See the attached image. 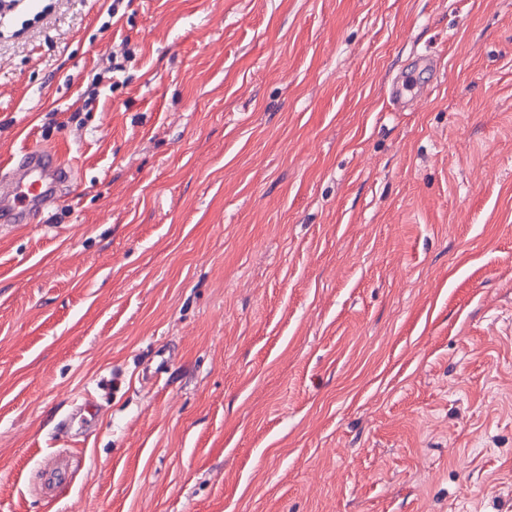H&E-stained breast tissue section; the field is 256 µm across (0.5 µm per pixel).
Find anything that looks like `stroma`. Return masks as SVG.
Segmentation results:
<instances>
[{
  "label": "stroma",
  "mask_w": 512,
  "mask_h": 512,
  "mask_svg": "<svg viewBox=\"0 0 512 512\" xmlns=\"http://www.w3.org/2000/svg\"><path fill=\"white\" fill-rule=\"evenodd\" d=\"M32 9L0 161L74 179L0 227V512H512V0Z\"/></svg>",
  "instance_id": "obj_1"
}]
</instances>
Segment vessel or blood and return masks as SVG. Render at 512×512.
<instances>
[{
  "label": "vessel or blood",
  "mask_w": 512,
  "mask_h": 512,
  "mask_svg": "<svg viewBox=\"0 0 512 512\" xmlns=\"http://www.w3.org/2000/svg\"><path fill=\"white\" fill-rule=\"evenodd\" d=\"M71 180V169L48 147H31L0 163V222L35 223Z\"/></svg>",
  "instance_id": "vessel-or-blood-1"
}]
</instances>
